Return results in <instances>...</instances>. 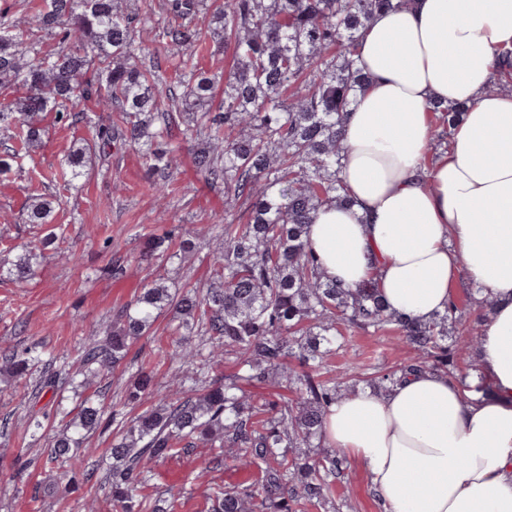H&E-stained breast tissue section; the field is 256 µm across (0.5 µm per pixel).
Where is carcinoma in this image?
Masks as SVG:
<instances>
[{"label":"carcinoma","mask_w":512,"mask_h":512,"mask_svg":"<svg viewBox=\"0 0 512 512\" xmlns=\"http://www.w3.org/2000/svg\"><path fill=\"white\" fill-rule=\"evenodd\" d=\"M410 0H162L167 21L157 38L168 56L138 40L150 21L122 0H44L25 20L0 11V130L14 144L0 153V174L21 167L42 147L45 121L74 129L88 112H114L117 122L97 130V143L73 137L62 183L79 178L86 159L113 145L142 149L150 188L162 193L179 167L177 140L194 173L224 185L230 219L210 231L217 248L205 287L180 293L161 278L143 285L119 309L103 338L80 355L87 379L111 374L130 345L154 332L172 310L173 350L165 358L193 368L174 396L160 395L153 374L140 367L129 402H151L115 434L107 470L119 512H168L172 499L144 493L151 465L195 447L217 448L239 469L259 470L249 485L212 488V512H304L327 509L345 458L324 449L328 407L351 391L327 377L323 363L358 329L402 336L408 355L366 378L385 392L408 373L452 375L458 349L448 326L478 342L481 320L454 303L446 313L413 322L387 311L370 281L350 290L323 279L308 228L327 203L349 201L339 177L344 113L364 77L358 41L374 15ZM212 12L213 37L231 51L232 67L219 80L195 60V20ZM58 40L45 50L34 39ZM439 140L451 135L464 108L434 107ZM54 198L32 195L23 211L30 224H47ZM56 234L27 245L7 262L16 281L37 277ZM193 250L183 240L172 252L164 238L143 242L141 258L170 262ZM32 350H0V377L22 379L42 364ZM230 368L217 375L221 364ZM70 373L56 370L32 392L56 391ZM105 410L84 398L49 440V456L67 464V482L92 480L82 445L104 423Z\"/></svg>","instance_id":"1"}]
</instances>
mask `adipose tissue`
<instances>
[{"mask_svg": "<svg viewBox=\"0 0 512 512\" xmlns=\"http://www.w3.org/2000/svg\"><path fill=\"white\" fill-rule=\"evenodd\" d=\"M512 0H411L358 46L367 81L345 115L349 200L309 228L324 280L375 282L390 312L426 321L457 286L494 301L476 346L488 394L437 371L336 400L328 447L361 463L385 512H512ZM464 111L430 158L432 103Z\"/></svg>", "mask_w": 512, "mask_h": 512, "instance_id": "ef3b65f1", "label": "adipose tissue"}]
</instances>
